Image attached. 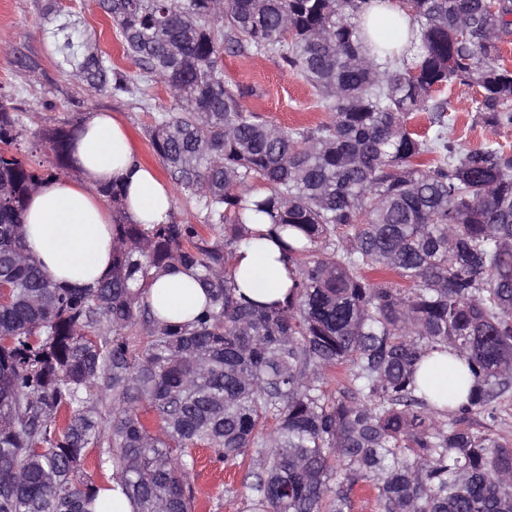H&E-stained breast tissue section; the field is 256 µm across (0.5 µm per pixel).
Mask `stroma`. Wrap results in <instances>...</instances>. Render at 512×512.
<instances>
[{
	"instance_id": "1",
	"label": "stroma",
	"mask_w": 512,
	"mask_h": 512,
	"mask_svg": "<svg viewBox=\"0 0 512 512\" xmlns=\"http://www.w3.org/2000/svg\"><path fill=\"white\" fill-rule=\"evenodd\" d=\"M57 7L95 33L99 48L114 65L136 75L135 64L96 0H58ZM44 8L45 0H0V97L18 112L23 139H30L38 129L49 131L85 121L96 112H109L129 128L140 158L156 167L160 177H167L148 136L154 111L172 104L165 86H145L139 98L79 87L58 65L50 26L42 19ZM224 75L246 89L245 105L267 121L302 128L328 118L315 89L276 58L228 53ZM436 95L448 103L449 139L464 147L494 143L512 151V126L491 127L477 120L475 88L455 84L438 89ZM196 457L190 475L195 512H240L242 472L227 471L207 448L197 450Z\"/></svg>"
}]
</instances>
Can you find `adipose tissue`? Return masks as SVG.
<instances>
[{
    "mask_svg": "<svg viewBox=\"0 0 512 512\" xmlns=\"http://www.w3.org/2000/svg\"><path fill=\"white\" fill-rule=\"evenodd\" d=\"M78 177L52 178L32 193L25 218L28 246L55 281L84 288L104 278L112 266V212L98 193L112 182L126 190L125 212L139 224H162L172 211L169 186L142 162L128 127L98 112L83 123L75 143ZM251 245L241 247L233 275L243 294L261 303L283 299L292 283L278 260L279 247L255 224ZM148 301L162 320L191 322L207 303L189 272L155 280Z\"/></svg>",
    "mask_w": 512,
    "mask_h": 512,
    "instance_id": "1",
    "label": "adipose tissue"
}]
</instances>
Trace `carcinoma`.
Returning <instances> with one entry per match:
<instances>
[{"label":"carcinoma","instance_id":"1","mask_svg":"<svg viewBox=\"0 0 512 512\" xmlns=\"http://www.w3.org/2000/svg\"><path fill=\"white\" fill-rule=\"evenodd\" d=\"M371 0H98L139 67L112 65L78 22L55 25L60 66L86 89L135 96L162 82L175 106L150 141L201 224H135L112 205V269L56 282L24 214L75 167L78 128L23 149L0 100V512H95L99 450L135 512H193L195 448L246 466L243 512H512V152L448 141L432 92L479 88L477 118L512 126V0H412L408 24L368 29ZM273 55L331 119L261 121L224 77V52ZM429 115L433 134L411 127ZM51 165H36L42 148ZM270 224L295 270L281 301L239 294L233 266ZM193 272L208 308L157 319L145 293ZM448 363L454 388L419 379ZM341 366L347 384L328 388Z\"/></svg>","mask_w":512,"mask_h":512}]
</instances>
